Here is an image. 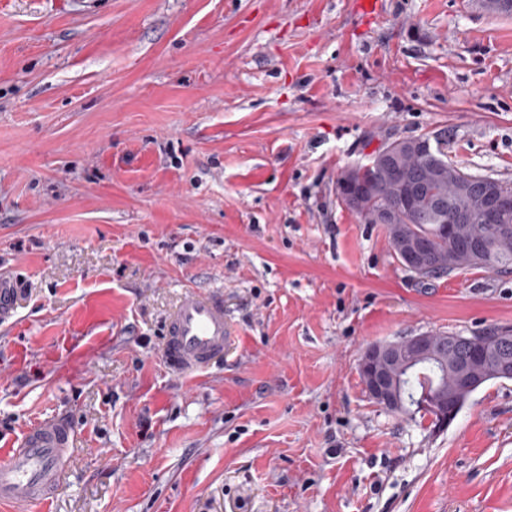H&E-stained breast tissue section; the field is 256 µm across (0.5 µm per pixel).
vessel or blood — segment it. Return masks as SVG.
<instances>
[{"label":"vessel or blood","instance_id":"b4317fda","mask_svg":"<svg viewBox=\"0 0 512 512\" xmlns=\"http://www.w3.org/2000/svg\"><path fill=\"white\" fill-rule=\"evenodd\" d=\"M21 291V281L0 274V321L9 317ZM163 357L167 369L181 377L205 371L232 344V329L224 315V299L215 293L188 290L163 327ZM74 427L60 416L26 430L15 447L0 451V505L28 512L52 498L72 453Z\"/></svg>","mask_w":512,"mask_h":512}]
</instances>
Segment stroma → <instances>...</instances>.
<instances>
[{"instance_id":"stroma-1","label":"stroma","mask_w":512,"mask_h":512,"mask_svg":"<svg viewBox=\"0 0 512 512\" xmlns=\"http://www.w3.org/2000/svg\"><path fill=\"white\" fill-rule=\"evenodd\" d=\"M0 0V446L75 428L31 512H512V380L445 427L364 350L512 326V273L422 282L337 197L366 141L448 132L512 182V15L479 0ZM190 287L236 344L170 376ZM21 292V280L11 274H0V321L11 315L14 301Z\"/></svg>"}]
</instances>
